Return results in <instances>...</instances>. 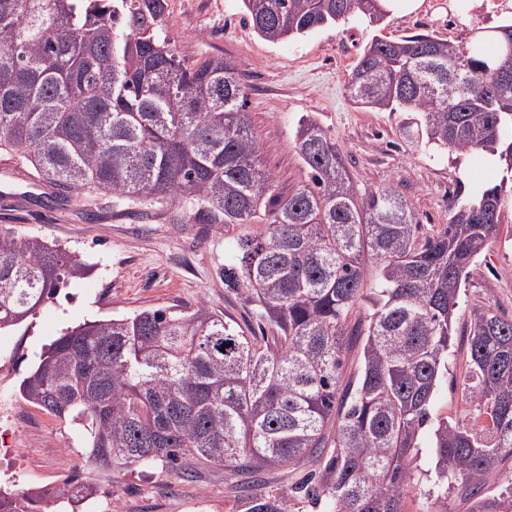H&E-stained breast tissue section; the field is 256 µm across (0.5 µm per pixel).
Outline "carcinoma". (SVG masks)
<instances>
[{
  "mask_svg": "<svg viewBox=\"0 0 512 512\" xmlns=\"http://www.w3.org/2000/svg\"><path fill=\"white\" fill-rule=\"evenodd\" d=\"M240 2L272 43L390 16L383 0ZM166 5L112 0L107 16L88 0H0V152L74 195L92 188L186 206L188 224L266 225L239 240V265L224 281L247 289L269 335L204 303L87 320L48 346L20 396L74 426L97 470L223 465L243 479L246 512H295L300 497L324 512H403L420 479L456 486L470 512H512V479L486 491L488 474L512 458V317L483 310L466 333L465 397L484 421L435 422L430 412L461 287L512 196V18L461 44L374 37L350 73L351 101L405 114V140L496 153L504 164L499 182L476 188L425 235L395 188L359 192L310 116L295 132L308 180L277 195L235 61L177 56ZM88 272L60 245L1 228L0 333ZM427 429L435 465L422 478L412 463ZM328 450L305 483L258 491L266 472ZM97 495L96 483L75 479L24 495L0 489V512H81Z\"/></svg>",
  "mask_w": 512,
  "mask_h": 512,
  "instance_id": "carcinoma-1",
  "label": "carcinoma"
}]
</instances>
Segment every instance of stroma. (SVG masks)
<instances>
[{
  "label": "stroma",
  "instance_id": "stroma-1",
  "mask_svg": "<svg viewBox=\"0 0 512 512\" xmlns=\"http://www.w3.org/2000/svg\"><path fill=\"white\" fill-rule=\"evenodd\" d=\"M164 25L178 54L189 59L224 55L234 60L247 86V110L262 147V161L279 192H294L307 170L295 131L311 116L335 142L360 191L392 186L413 207L421 233L439 229L458 201L499 177L477 155H437L415 148L399 133L400 113L370 111L350 100L346 85L363 46L372 37L394 40L432 33L464 42L473 26H493L496 13L468 15L453 23L431 19L433 0L413 13L391 14L380 26L351 21L272 43L261 38L239 0H167ZM61 244L92 269L82 287L61 290L18 330L0 335V401L21 404L20 380L62 328L84 320L131 315L145 309L193 310L199 303L244 323H255L243 290L227 287L225 268L235 265V244L260 232L257 224H188L183 211L131 197L116 201L88 189L76 209L58 216L39 200L26 206L0 197V226ZM512 315V204L505 206L499 237L470 268L455 310L456 335L448 371L436 392L432 414L462 423L477 409L463 393L467 344L462 337L478 310ZM42 430L10 422L6 439L12 459L0 480L56 486L66 478L94 481L95 512H243L235 479L218 464L185 480L167 466H132L102 472L90 468L72 428L41 414Z\"/></svg>",
  "mask_w": 512,
  "mask_h": 512
}]
</instances>
